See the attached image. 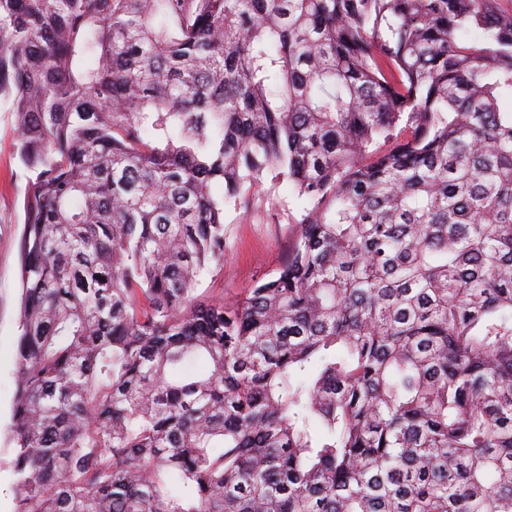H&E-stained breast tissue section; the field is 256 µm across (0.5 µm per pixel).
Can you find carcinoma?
<instances>
[{
  "instance_id": "1",
  "label": "carcinoma",
  "mask_w": 512,
  "mask_h": 512,
  "mask_svg": "<svg viewBox=\"0 0 512 512\" xmlns=\"http://www.w3.org/2000/svg\"><path fill=\"white\" fill-rule=\"evenodd\" d=\"M0 104L16 512H512L494 0H0ZM272 174L287 259L199 300ZM10 112L0 106V512H14L13 474L1 464L13 405L14 341L19 334V222L26 185Z\"/></svg>"
}]
</instances>
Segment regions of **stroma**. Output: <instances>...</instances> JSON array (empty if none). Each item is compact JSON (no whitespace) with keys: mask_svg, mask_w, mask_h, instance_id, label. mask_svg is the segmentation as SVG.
Wrapping results in <instances>:
<instances>
[{"mask_svg":"<svg viewBox=\"0 0 512 512\" xmlns=\"http://www.w3.org/2000/svg\"><path fill=\"white\" fill-rule=\"evenodd\" d=\"M25 185L12 116L0 107V449L8 444L13 405L20 303L18 239ZM301 209L287 181L279 178L265 180L249 207L227 209L229 249L224 268L202 280L201 300L230 304L248 288L273 277L298 236Z\"/></svg>","mask_w":512,"mask_h":512,"instance_id":"obj_1","label":"stroma"}]
</instances>
